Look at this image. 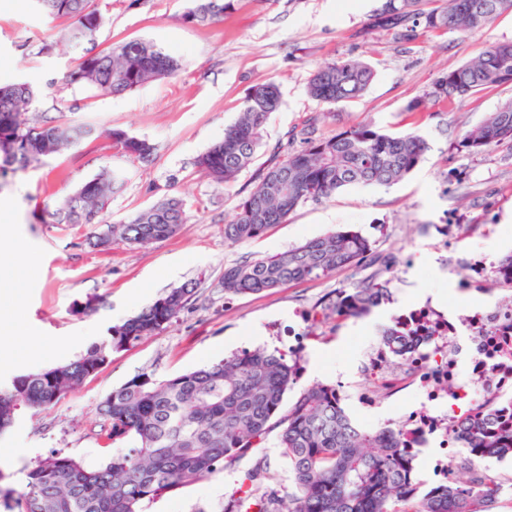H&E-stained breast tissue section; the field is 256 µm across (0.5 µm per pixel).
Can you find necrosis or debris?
<instances>
[{
	"instance_id": "4bbe7bcc",
	"label": "necrosis or debris",
	"mask_w": 512,
	"mask_h": 512,
	"mask_svg": "<svg viewBox=\"0 0 512 512\" xmlns=\"http://www.w3.org/2000/svg\"><path fill=\"white\" fill-rule=\"evenodd\" d=\"M512 283V265L472 253L463 288ZM403 336V352L379 346L367 357L371 391L357 405L378 408L407 390L419 396L393 428L404 452L432 447L433 474L446 484L456 465L457 428L490 407L495 432L512 431V303L482 307L449 303L441 311L429 305L405 306L393 318Z\"/></svg>"
}]
</instances>
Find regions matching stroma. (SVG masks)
Returning a JSON list of instances; mask_svg holds the SVG:
<instances>
[{
  "instance_id": "35a3bbf8",
  "label": "stroma",
  "mask_w": 512,
  "mask_h": 512,
  "mask_svg": "<svg viewBox=\"0 0 512 512\" xmlns=\"http://www.w3.org/2000/svg\"><path fill=\"white\" fill-rule=\"evenodd\" d=\"M386 0H228L223 15L192 22V0H91L104 18L96 50L124 42H153L178 59L179 73L121 95L68 85L66 74L80 52L68 47L69 20L34 8L31 0H0V86L30 82L37 96L26 112L29 123L88 122L97 137L45 158L24 171L0 174V225L13 228L0 241L10 255L0 274V385L14 377L70 361L105 340L110 327L137 315L166 291L186 284L194 292L185 309L158 333L115 351L98 373L45 410H23L0 432V512H21L16 493L38 460L56 450L99 467L114 447L99 434L98 406L112 389L148 373L163 380L255 348L299 353V388L335 385L347 414L373 431L398 421L414 404L411 396L389 409L365 414L357 396L369 388L363 365L390 318L372 316L337 323L336 295L379 278L396 305L419 293L458 296L471 307L490 296L512 297L508 287L460 290L471 252L512 255V144L470 155L457 149L461 135L483 123L512 99V83L484 89L453 103L429 102L411 112V100L425 98L435 78L466 64L489 45L512 42V9L486 27L469 32L418 30L415 40L372 28ZM339 59L371 64L376 76L358 99L325 107L306 92L311 71ZM275 81L282 93L277 112L262 132L258 162H265L292 129L315 121L322 138L369 121L391 133L419 129L429 149L404 180L389 185H355L293 211L246 243L224 239L241 198L255 185L243 171L229 188L216 186L196 162L233 124L252 87ZM124 130L157 147L153 162L131 160L106 132ZM126 178L113 195L105 222L117 224L163 196L182 199L187 224L165 240L131 248L90 247L87 227L48 224L40 218L51 205L98 173ZM437 224L454 225L448 238ZM348 228L360 232L383 268L363 263L333 275L293 283L260 294L225 293V266L287 251ZM312 320L302 340L289 334L295 312ZM20 314L45 348H31L6 328ZM321 351L312 363V351ZM262 464V490L286 496L288 467L276 434L252 449L237 466L216 472L168 496L144 502L142 512H224L243 470Z\"/></svg>"
}]
</instances>
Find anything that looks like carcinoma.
Wrapping results in <instances>:
<instances>
[{
  "label": "carcinoma",
  "mask_w": 512,
  "mask_h": 512,
  "mask_svg": "<svg viewBox=\"0 0 512 512\" xmlns=\"http://www.w3.org/2000/svg\"><path fill=\"white\" fill-rule=\"evenodd\" d=\"M49 14L73 21L69 38L84 49L66 75L71 86L122 94L142 84L174 77L177 61L153 43L131 40L106 52L92 48L103 17L89 0H36ZM512 0H443L426 9L423 0H386L374 26L408 40L416 28L469 32L491 23ZM224 13L220 0H196L186 13L204 22ZM512 77V43L489 46L475 60L440 74L428 96L451 102L507 83ZM374 68L357 60L318 66L307 93L321 104L352 101L369 88ZM34 101L26 82L0 87V153L10 149L15 170H25L62 148L92 137L87 125L28 124L21 115ZM281 93L268 81L253 87L237 121L224 138L201 155L197 165L213 183L231 186L255 162L262 127L278 110ZM112 143L134 160L147 163L153 143L120 129L107 132ZM301 149L275 150L256 170L254 189L240 201L235 218L224 225V239L245 243L272 224L285 222L297 207L320 201L353 185H391L409 175L428 148L417 132L391 134L371 122L319 138L308 124L292 131ZM512 142V100L502 103L478 127L464 132L458 147L472 154ZM123 180L104 170L45 210L53 224L91 228L88 244L109 248L114 242L140 246L169 238L187 223L184 204L164 197L120 224H102L100 215ZM368 240L353 230H338L275 255L224 267V292L257 294L289 283L327 277L366 261ZM382 284L370 281L337 299L336 323L367 314ZM193 289L173 288L152 305L110 329L108 340L74 360L15 377L0 389V431L22 407L55 405L91 374L111 361L112 351L151 336L185 308ZM297 360L277 350L257 349L216 361L172 378L140 374L109 392L99 405L103 435L120 446L96 469L52 451L26 474L19 492L22 512H141L154 501L235 465L280 429L278 448L292 479L288 500L256 493L262 466L245 472L231 495L227 512H397L395 503L412 498L413 458L399 450L393 432L359 429L336 398V387L317 383L304 389L285 414L284 396L298 379ZM464 446L494 457L512 454V435L490 430L489 413L456 434ZM499 486L491 479L460 486L450 481L430 489L414 512H488Z\"/></svg>",
  "instance_id": "obj_1"
}]
</instances>
